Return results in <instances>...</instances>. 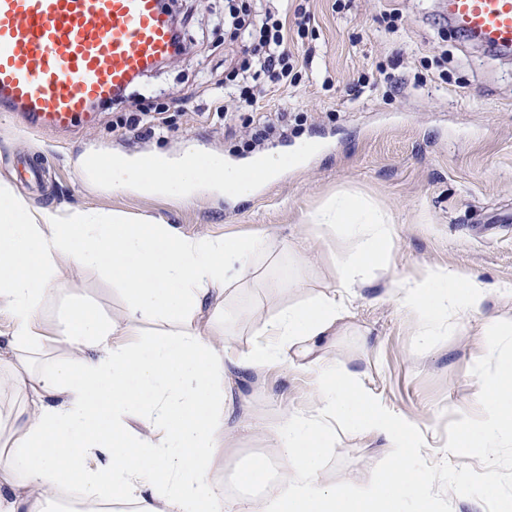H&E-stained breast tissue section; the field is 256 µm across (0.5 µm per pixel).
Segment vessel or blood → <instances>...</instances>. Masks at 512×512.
Segmentation results:
<instances>
[{"mask_svg":"<svg viewBox=\"0 0 512 512\" xmlns=\"http://www.w3.org/2000/svg\"><path fill=\"white\" fill-rule=\"evenodd\" d=\"M458 33L512 50V0H445ZM176 47L163 0H0V112L66 129Z\"/></svg>","mask_w":512,"mask_h":512,"instance_id":"vessel-or-blood-1","label":"vessel or blood"}]
</instances>
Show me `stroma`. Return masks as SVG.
Wrapping results in <instances>:
<instances>
[{
    "label": "stroma",
    "mask_w": 512,
    "mask_h": 512,
    "mask_svg": "<svg viewBox=\"0 0 512 512\" xmlns=\"http://www.w3.org/2000/svg\"><path fill=\"white\" fill-rule=\"evenodd\" d=\"M166 7L180 30L175 53L91 120L65 131L35 130L21 113L0 112V183L36 207H93L191 234L263 236L258 272L240 284L246 311L232 325V342L241 350L250 347L263 318L339 284L337 236L310 223V215L342 192L372 202L394 230L392 275L369 278L351 306L352 330L327 356L347 363L379 401L416 426L414 453L434 488L431 512H501V499L512 498V446L496 452L491 492L483 449L446 455L460 414L479 421L476 393L502 361L482 348L483 316L450 318L424 345L415 321L380 296L389 278H422L442 268L485 282L487 312L498 316L501 329L512 328V294L505 290L512 284V58L459 37L437 0H288L289 10L311 17L298 50L311 52L312 63L299 66L295 83L266 82L256 107L240 112L218 86L248 46L230 36L229 0H168ZM394 9L402 25L389 34L385 15ZM372 72L377 83L353 93L358 79ZM157 109L168 122L162 133L140 139L127 133V120ZM282 110L294 116L287 136L248 148L249 132ZM306 144L315 150L303 162L236 198L231 210L220 193L183 204L104 190L87 183L78 166L90 154L154 152L171 158L218 152L246 166L260 153L293 155ZM28 159L48 164L43 188L23 180ZM272 280L279 290L268 289ZM56 286L60 295L98 302L112 314L124 309L111 277L67 270ZM365 333L373 349L363 348ZM319 376L315 369H274L260 386L239 385L257 417L238 423L215 482H236L252 458L274 459L266 423L307 410ZM382 458L380 441L352 435L327 449L323 478L357 480ZM460 477L470 488L466 501L453 491Z\"/></svg>",
    "instance_id": "1"
}]
</instances>
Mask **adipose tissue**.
I'll list each match as a JSON object with an SVG mask.
<instances>
[{
    "mask_svg": "<svg viewBox=\"0 0 512 512\" xmlns=\"http://www.w3.org/2000/svg\"><path fill=\"white\" fill-rule=\"evenodd\" d=\"M79 167L89 180L181 202L224 189L248 194L255 176L225 166L218 153L86 155ZM311 221L340 237V291L284 306L240 351L229 338L228 294L250 275L264 238L35 207L0 184V317L9 325L0 332V393L20 397L0 410V512H50L73 490L131 512H429L430 489L410 451L414 425L374 399L357 372L325 357L351 326L346 291L371 272L388 274L392 228L351 192L331 198ZM67 269L118 282L121 315L73 296L49 320ZM487 291L480 280L438 271L400 280L389 296L417 321L424 344L448 317L481 312ZM288 365L322 376L307 412L267 427L277 486L230 499L209 475L224 458L233 415L252 411L248 400L233 405L224 393ZM479 403L478 424L460 418L453 454L512 444L511 368L482 383ZM354 433L381 440V466L345 486L324 481V449Z\"/></svg>",
    "mask_w": 512,
    "mask_h": 512,
    "instance_id": "ef3b65f1",
    "label": "adipose tissue"
}]
</instances>
